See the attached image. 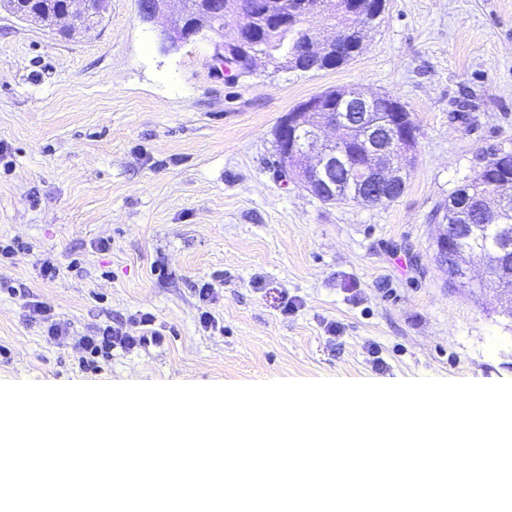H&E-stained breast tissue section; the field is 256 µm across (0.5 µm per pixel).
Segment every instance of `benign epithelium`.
I'll list each match as a JSON object with an SVG mask.
<instances>
[{
  "mask_svg": "<svg viewBox=\"0 0 512 512\" xmlns=\"http://www.w3.org/2000/svg\"><path fill=\"white\" fill-rule=\"evenodd\" d=\"M195 18H190L189 0H138V14L146 22L162 24L161 39L169 48L199 37H210L211 60L217 73H224V54L238 51L255 62L267 61L259 45L250 37L253 7L249 0H199ZM383 0H348L345 26H311L314 17H325L322 0H277L274 17L304 20L300 27L302 48L284 58L281 67L301 72L329 67L336 56L351 57L363 45L367 30L382 13ZM0 10L17 19L32 22L63 36L75 32L89 34L87 0H64L61 10L50 18L19 10L12 0H0ZM359 130L360 152L346 147L349 126ZM278 164L282 179L301 185L316 197L339 199L331 175L336 166L349 169L357 186L356 196L372 204L388 202L403 190L410 174L417 144V127L411 114L397 99L383 93H367L356 88L325 92L304 101L282 117L275 131ZM448 222L434 241L439 262L448 265V249L453 246Z\"/></svg>",
  "mask_w": 512,
  "mask_h": 512,
  "instance_id": "obj_1",
  "label": "benign epithelium"
}]
</instances>
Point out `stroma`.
<instances>
[{"instance_id":"1","label":"stroma","mask_w":512,"mask_h":512,"mask_svg":"<svg viewBox=\"0 0 512 512\" xmlns=\"http://www.w3.org/2000/svg\"><path fill=\"white\" fill-rule=\"evenodd\" d=\"M341 87L393 95L418 127L393 201L325 203L278 176L281 117ZM498 148L512 0H386L348 63L233 81L207 41L164 47L136 0L66 39L2 12L0 240L22 248L0 257V380L512 379V314L493 288L451 287L433 246L437 208ZM30 301L78 334L148 312L163 339L83 365Z\"/></svg>"}]
</instances>
